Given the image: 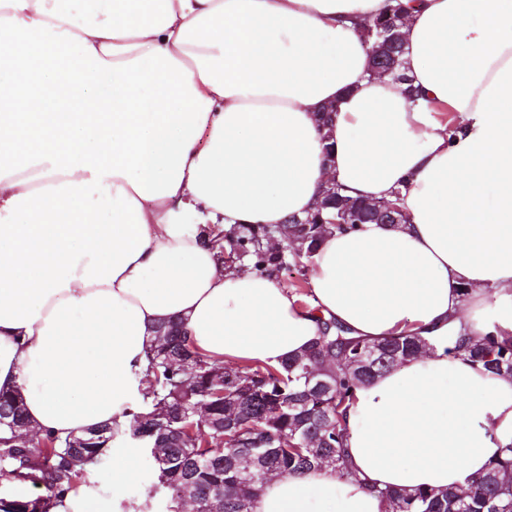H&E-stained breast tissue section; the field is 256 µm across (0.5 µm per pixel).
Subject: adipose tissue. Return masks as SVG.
Wrapping results in <instances>:
<instances>
[{
	"mask_svg": "<svg viewBox=\"0 0 512 512\" xmlns=\"http://www.w3.org/2000/svg\"><path fill=\"white\" fill-rule=\"evenodd\" d=\"M403 2L417 99L368 71L389 0H0V391L32 430L127 431L162 322L276 365L333 319L430 347L356 389L348 476L271 477L255 512H388L512 443V378L449 351L512 334V0ZM331 183L406 221L327 234L309 302L210 242Z\"/></svg>",
	"mask_w": 512,
	"mask_h": 512,
	"instance_id": "1",
	"label": "adipose tissue"
}]
</instances>
